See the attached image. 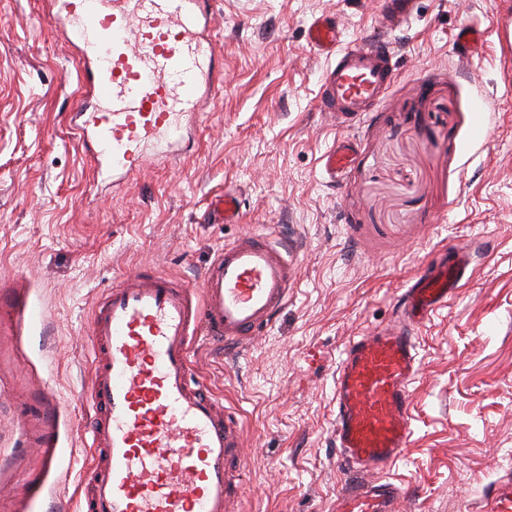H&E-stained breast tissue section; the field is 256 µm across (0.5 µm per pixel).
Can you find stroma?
<instances>
[{
  "instance_id": "1",
  "label": "stroma",
  "mask_w": 512,
  "mask_h": 512,
  "mask_svg": "<svg viewBox=\"0 0 512 512\" xmlns=\"http://www.w3.org/2000/svg\"><path fill=\"white\" fill-rule=\"evenodd\" d=\"M48 10L0 0V283L25 306L21 331L0 333V512H78L96 300L148 265L199 288L224 245L257 231L288 236L286 307L240 352H193L243 424L245 507L331 512L344 346L390 322L432 256L473 243L468 280L414 331L412 434L388 471L408 490L403 512H472L512 474V0H418L412 25L387 34L372 0H215L214 100L172 159L117 189L89 175L73 53ZM321 15L349 45L388 37L400 66L335 187L319 159L340 131L316 109L328 60L305 35ZM470 22L491 35L463 64L454 36ZM227 189L241 192L239 222L204 223ZM314 348L324 364L308 363ZM45 393L60 423L51 471L18 446L38 435Z\"/></svg>"
}]
</instances>
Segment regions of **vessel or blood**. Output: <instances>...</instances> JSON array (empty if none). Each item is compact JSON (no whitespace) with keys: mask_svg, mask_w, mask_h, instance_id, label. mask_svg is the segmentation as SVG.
Wrapping results in <instances>:
<instances>
[{"mask_svg":"<svg viewBox=\"0 0 512 512\" xmlns=\"http://www.w3.org/2000/svg\"><path fill=\"white\" fill-rule=\"evenodd\" d=\"M417 0H378L384 27L411 24ZM48 20L79 52L80 82L93 105L80 133L96 175L130 176L165 158L186 118L201 111L216 81L212 0H50ZM308 43L330 57L317 108L350 128L374 110L396 78V53L380 38L343 44L334 17L315 18ZM485 39L479 25L456 35L460 61ZM358 151L351 137L321 156L341 179ZM241 199L215 195L210 224H235ZM471 264L429 261L398 300L387 325L353 337L336 368V446L349 476L332 512H399L403 486L386 472L411 435L410 386L419 370L414 327L447 306ZM292 265L276 237L247 235L226 245L202 276L200 292L154 268L124 276L97 302L92 371L85 398L93 464L81 485L80 512H244L243 431L194 372L197 339L238 349L264 334L288 303ZM43 461L53 468L59 427L43 414ZM479 512H512V477L490 484Z\"/></svg>","mask_w":512,"mask_h":512,"instance_id":"obj_1","label":"vessel or blood"}]
</instances>
